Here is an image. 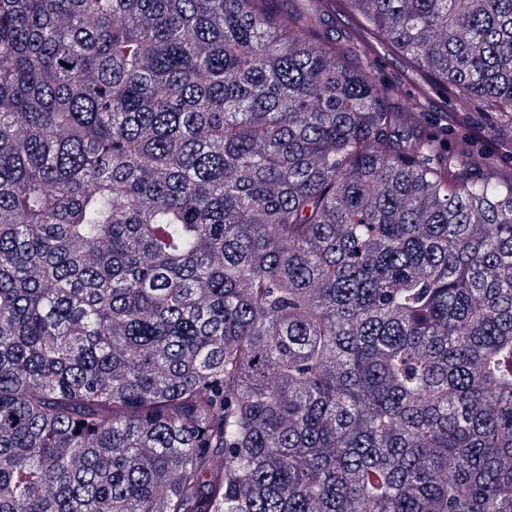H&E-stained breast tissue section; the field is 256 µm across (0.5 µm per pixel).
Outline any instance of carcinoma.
Here are the masks:
<instances>
[{
  "mask_svg": "<svg viewBox=\"0 0 512 512\" xmlns=\"http://www.w3.org/2000/svg\"><path fill=\"white\" fill-rule=\"evenodd\" d=\"M285 2L0 0V512H512V0ZM379 73L384 80L395 81L402 72L403 59L389 49H379ZM433 113H431L432 121L436 120L437 125L441 123V118L448 112V150H451L456 140L466 131L457 121L450 119L451 112H468L467 117H473L480 125L479 127H489L495 131L496 136L507 143L512 141V127L510 123H503L498 120L496 115L482 101L470 100L467 102L465 111H460L453 100L448 101L439 95H434L432 101Z\"/></svg>",
  "mask_w": 512,
  "mask_h": 512,
  "instance_id": "obj_1",
  "label": "carcinoma"
}]
</instances>
